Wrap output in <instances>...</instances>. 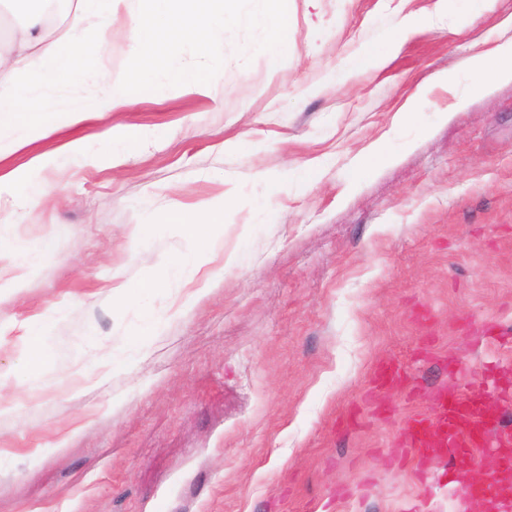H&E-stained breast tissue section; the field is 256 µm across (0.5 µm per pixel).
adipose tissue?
Wrapping results in <instances>:
<instances>
[{
  "label": "adipose tissue",
  "instance_id": "obj_1",
  "mask_svg": "<svg viewBox=\"0 0 512 512\" xmlns=\"http://www.w3.org/2000/svg\"><path fill=\"white\" fill-rule=\"evenodd\" d=\"M121 0H78V5L69 18L67 27L57 36L44 34V15L35 12L21 29L15 47L18 51H32L33 58L23 73L24 85L0 87V106L14 98L16 92L33 100L36 110L29 113L19 129L23 139L62 120L77 124L91 117H101L112 111L115 103L128 95V84H108L97 88L95 93L82 98H64L59 95L61 83L73 81L75 76L91 79V69L100 56L103 43L112 36V17ZM472 75L467 86H460V73ZM512 80V37L495 42L476 44L462 70L437 72L432 84L453 89L454 108L466 106L469 94L484 93L489 89V79ZM223 213L212 210L200 222L186 225L187 235L199 242L201 249L182 255L174 263L178 272L197 271L204 263L203 249L214 246V228L222 224Z\"/></svg>",
  "mask_w": 512,
  "mask_h": 512
}]
</instances>
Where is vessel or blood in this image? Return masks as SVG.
<instances>
[{"mask_svg": "<svg viewBox=\"0 0 512 512\" xmlns=\"http://www.w3.org/2000/svg\"><path fill=\"white\" fill-rule=\"evenodd\" d=\"M401 372L388 363L376 364L370 405L381 390L401 384ZM512 409V365L498 364L475 391H440L424 412L412 416L400 431L406 455L421 480H428L434 462L455 474L474 471L477 482L455 483L453 493L471 512H512V431L501 420Z\"/></svg>", "mask_w": 512, "mask_h": 512, "instance_id": "b4317fda", "label": "vessel or blood"}]
</instances>
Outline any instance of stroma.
Segmentation results:
<instances>
[{"label": "stroma", "instance_id": "35a3bbf8", "mask_svg": "<svg viewBox=\"0 0 512 512\" xmlns=\"http://www.w3.org/2000/svg\"><path fill=\"white\" fill-rule=\"evenodd\" d=\"M435 2L287 0L283 57L237 30L212 83L130 94L18 148L33 104L0 118V375L22 371L29 325L45 333L32 378L0 391V512H463L419 490L398 435L436 390L512 361L479 332L512 326V81L445 122L453 94L433 88L394 122L498 36L512 0L387 51ZM131 27L120 7L102 47L116 81ZM367 51L380 63L350 68ZM390 134L393 162L351 183L352 159ZM217 204L224 231L182 277L194 244L171 216ZM123 281L153 288L126 298ZM146 308L162 324L137 348ZM385 359L410 386L378 415L364 393Z\"/></svg>", "mask_w": 512, "mask_h": 512}]
</instances>
